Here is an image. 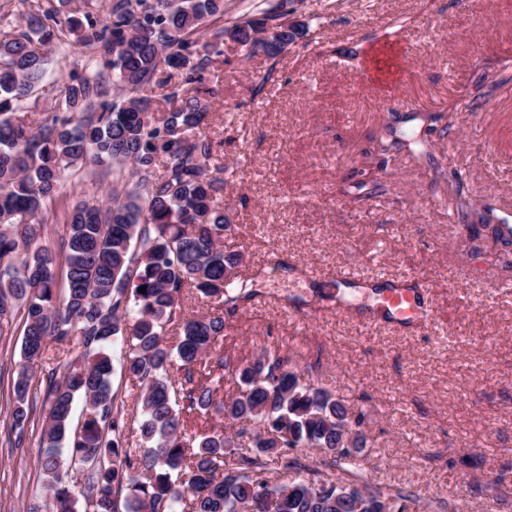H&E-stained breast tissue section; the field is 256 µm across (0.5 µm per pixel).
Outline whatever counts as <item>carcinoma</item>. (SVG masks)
<instances>
[{"label": "carcinoma", "mask_w": 512, "mask_h": 512, "mask_svg": "<svg viewBox=\"0 0 512 512\" xmlns=\"http://www.w3.org/2000/svg\"><path fill=\"white\" fill-rule=\"evenodd\" d=\"M12 2L0 12V336L19 320L12 430L23 435L45 408L38 463L50 512H421L415 494L385 493L359 470L363 412L276 349L240 366L219 342L224 313L256 291L238 274L243 255L224 250L232 171L205 131L208 97L224 44L274 59L294 42L288 0L230 21L224 0H105L80 18L53 0ZM72 43L68 80L47 84L49 51ZM42 88L55 95L50 111H38ZM78 173L111 180L112 203L67 204ZM448 188L458 223L477 230L459 175ZM58 212L57 247L40 244ZM492 212L480 226L511 247ZM194 294L212 312L187 313ZM75 336L81 351L63 374L50 367L44 392L32 389L47 342ZM120 339L121 370L140 388L130 414L112 392ZM230 380L237 393L219 397ZM77 398L87 412L75 424ZM214 412L233 434L208 426ZM303 447L325 459L301 463L292 453ZM76 464L78 481L62 472Z\"/></svg>", "instance_id": "cac0c4a2"}]
</instances>
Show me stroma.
Wrapping results in <instances>:
<instances>
[{"instance_id":"1","label":"stroma","mask_w":512,"mask_h":512,"mask_svg":"<svg viewBox=\"0 0 512 512\" xmlns=\"http://www.w3.org/2000/svg\"><path fill=\"white\" fill-rule=\"evenodd\" d=\"M308 30L276 61L224 46L210 102L232 222L224 247L243 254L261 301L226 317L222 346L239 362L278 346L292 368L367 415L358 460L368 479L419 495L426 512L466 493L467 512H512V263L485 231L463 235L448 213L459 172L473 214L512 220V0H293ZM274 85L252 95L258 75ZM491 101L476 100L477 89ZM457 126L427 152L393 153L360 187L371 137L420 131L456 100ZM236 109L234 118L225 106ZM425 282L427 316L370 318L371 289H335L344 271ZM43 410L23 447L8 444L0 398V512H45L38 481Z\"/></svg>"}]
</instances>
